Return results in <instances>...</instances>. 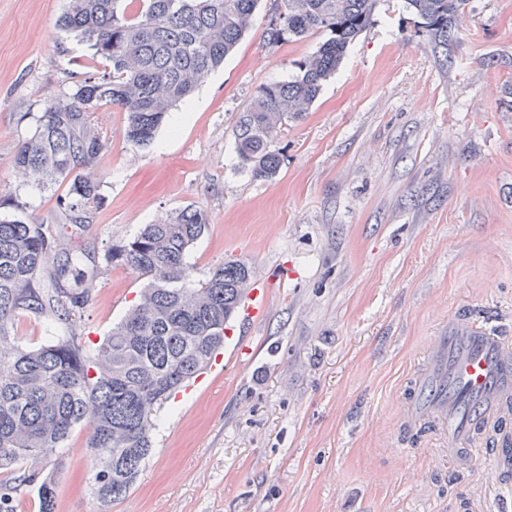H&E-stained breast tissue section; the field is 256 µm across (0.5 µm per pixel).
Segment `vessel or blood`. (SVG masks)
Segmentation results:
<instances>
[{
  "instance_id": "b4317fda",
  "label": "vessel or blood",
  "mask_w": 512,
  "mask_h": 512,
  "mask_svg": "<svg viewBox=\"0 0 512 512\" xmlns=\"http://www.w3.org/2000/svg\"><path fill=\"white\" fill-rule=\"evenodd\" d=\"M436 361L447 364L448 392L417 406L424 418L448 420L449 456L460 442L473 441L478 430L512 414V343L492 327L458 317L453 333L442 341Z\"/></svg>"
}]
</instances>
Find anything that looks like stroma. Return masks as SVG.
<instances>
[{
	"label": "stroma",
	"mask_w": 512,
	"mask_h": 512,
	"mask_svg": "<svg viewBox=\"0 0 512 512\" xmlns=\"http://www.w3.org/2000/svg\"><path fill=\"white\" fill-rule=\"evenodd\" d=\"M272 4L149 144L127 139L124 113L94 110L101 200L74 235L57 222L65 185L23 182L13 158L40 113L101 66L58 27L69 0H0V218L53 226L101 265L78 321L88 342L144 285L105 255L186 208L209 217L185 256L194 282L235 259L272 282L264 313L234 321L213 367L160 410L154 450L111 512H485L512 500L488 452L449 459L447 424L405 421L452 316L512 338V0H468L444 54L405 0H378L303 120L278 130L281 167L264 179L238 163L237 121L325 39L268 43ZM86 436L77 425L66 443L56 512H94Z\"/></svg>",
	"instance_id": "35a3bbf8"
}]
</instances>
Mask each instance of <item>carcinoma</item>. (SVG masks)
Instances as JSON below:
<instances>
[{"label":"carcinoma","instance_id":"cac0c4a2","mask_svg":"<svg viewBox=\"0 0 512 512\" xmlns=\"http://www.w3.org/2000/svg\"><path fill=\"white\" fill-rule=\"evenodd\" d=\"M71 0L60 26L76 33L104 70L48 106L14 155L19 178L62 181L57 207L69 224L89 223L100 201L91 172L104 149L92 112L112 104L127 115V137L146 145L170 109L191 96L232 53L250 28L259 0ZM378 0H284L267 28L268 42L291 43L320 32L328 38L301 61L292 78L258 88L235 129L242 167L271 178L280 157L271 143L283 122L303 117L342 63L349 45L373 22ZM428 41L448 46L466 0H407ZM208 215L187 208L146 224L106 255L145 280L139 299L93 349L81 343L77 313L91 300L98 272L83 254L63 247L45 224L0 220V512L37 489L39 512H55L60 462L71 430L84 423L93 461L97 512L133 487L153 448V417L197 378L224 346L226 330L253 281L242 261H228L195 285L185 264ZM63 325L45 344L23 348L17 317ZM28 461L31 466L15 468Z\"/></svg>","mask_w":512,"mask_h":512}]
</instances>
